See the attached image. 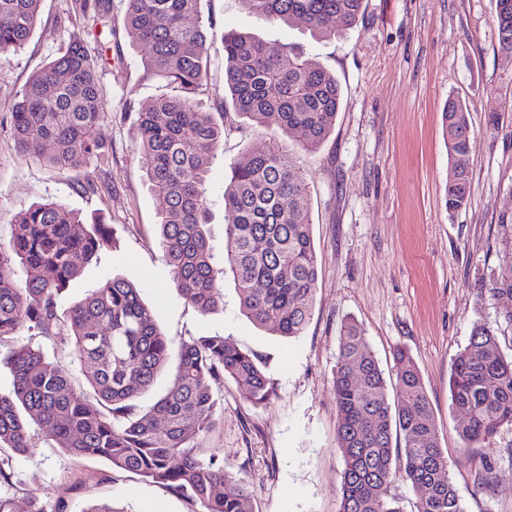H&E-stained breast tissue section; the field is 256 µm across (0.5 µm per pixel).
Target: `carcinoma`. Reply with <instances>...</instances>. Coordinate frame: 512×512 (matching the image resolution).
Here are the masks:
<instances>
[{
    "instance_id": "cac0c4a2",
    "label": "carcinoma",
    "mask_w": 512,
    "mask_h": 512,
    "mask_svg": "<svg viewBox=\"0 0 512 512\" xmlns=\"http://www.w3.org/2000/svg\"><path fill=\"white\" fill-rule=\"evenodd\" d=\"M247 13L268 23L302 25L316 40L352 29L363 0H238ZM40 0H0V54L22 48L39 19ZM201 0H126L123 26L131 43L146 49L142 65L170 93L134 113L137 161L159 201L157 229L168 273L201 315L223 305L218 276L232 277L240 312L279 336L302 335L311 319L318 279L309 221V198L297 145L317 150L330 135L341 104L336 77L286 45L271 46L246 32L222 37L224 81L209 82V31L189 20ZM112 29V0H72V15ZM502 43L512 44V0H495ZM220 104L219 116L204 112L198 97ZM253 125L274 130L244 164L224 180V232L230 248L221 270L207 232L206 189L212 161L224 145L227 107ZM107 116L97 76V57L72 41L37 69L11 114L17 152L60 170H79L102 155L98 136ZM443 132L452 159L445 205L468 203L470 173L464 160L474 148L469 110L449 103ZM115 243L103 217L85 222L55 202L33 204L11 223L0 243V346L26 323L59 337L68 362L48 359L40 348L18 344L0 352L12 376L0 393V451L30 452L28 426L47 429L55 443L76 457L103 459L200 504L202 512H251L243 477L192 440L216 425V392L231 380L241 398L265 403L273 383L256 354L219 335L179 343L164 394L142 413L139 397L154 384L172 356L173 341L158 326L138 285L114 277L86 290L56 326L57 298L77 284L83 265ZM512 298V253L478 299ZM333 390L338 411L336 439L344 469L338 512H403L392 484L418 493L413 512H465L450 477L448 457L422 376L404 350L394 356V385L387 384L360 326L347 320L338 337ZM76 366L96 404L77 395ZM460 458L512 429V355L500 349L499 328L474 323L468 345L453 362L449 379ZM394 399H389V392ZM404 440L393 447V431Z\"/></svg>"
}]
</instances>
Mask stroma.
I'll use <instances>...</instances> for the list:
<instances>
[{
  "label": "stroma",
  "instance_id": "obj_1",
  "mask_svg": "<svg viewBox=\"0 0 512 512\" xmlns=\"http://www.w3.org/2000/svg\"><path fill=\"white\" fill-rule=\"evenodd\" d=\"M71 0H41L38 24L25 47L0 55V242L11 221L33 203L53 201L82 215L103 213L117 244L85 265L79 287L64 291L66 315L84 289L113 277L138 283L141 297L174 342L220 335L251 350L273 381L263 405L245 403L233 382L218 394V424L200 442L205 455L241 473L253 493L252 512H336L343 459L337 447L332 378L337 337L346 319L362 327L386 378L394 353L406 350L422 375L453 465L450 476L465 512H512V430L476 449L472 464H457L460 441L449 377L475 322L512 311V299L479 303L483 279L496 270L512 239L499 231L512 213V46L500 42L493 0H364L357 24L344 36L319 41L302 27L273 26L242 11L237 0H202L200 19L212 27L213 82L224 80V32L250 31L288 44L331 71L341 108L326 142L301 155L310 190V219L318 281L303 336L284 338L258 329L238 310L231 280L224 306L200 315L174 287L155 233L158 203L137 163L130 113L148 108L161 84L148 77L141 52L122 26L124 0H112V35L104 39L100 88L110 112L99 128L103 156L86 168L59 171L22 158L9 119L30 75L58 48L86 39L91 20L68 18ZM470 110L475 147L468 158L470 198L448 212L450 159L441 113L448 99ZM224 151L208 182L209 232L216 256L224 234V171L247 162L268 134L225 118ZM93 177L99 190L83 193ZM27 456L5 462L0 497L13 512L30 500L64 512L91 504L131 506L133 512H200L199 504L120 470L101 459L70 456L30 425ZM496 461L494 491L477 484L479 459Z\"/></svg>",
  "mask_w": 512,
  "mask_h": 512
}]
</instances>
